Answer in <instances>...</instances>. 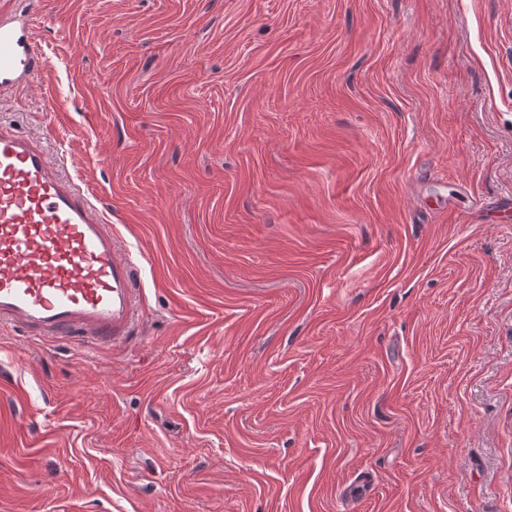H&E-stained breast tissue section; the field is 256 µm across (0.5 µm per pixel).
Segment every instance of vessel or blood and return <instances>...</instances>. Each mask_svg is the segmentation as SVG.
<instances>
[{"label":"vessel or blood","mask_w":512,"mask_h":512,"mask_svg":"<svg viewBox=\"0 0 512 512\" xmlns=\"http://www.w3.org/2000/svg\"><path fill=\"white\" fill-rule=\"evenodd\" d=\"M40 60L25 20L0 10V91L30 81ZM136 266L89 196L46 144L0 122V326L91 349L132 336Z\"/></svg>","instance_id":"vessel-or-blood-1"}]
</instances>
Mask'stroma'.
Segmentation results:
<instances>
[{
	"instance_id": "1",
	"label": "stroma",
	"mask_w": 512,
	"mask_h": 512,
	"mask_svg": "<svg viewBox=\"0 0 512 512\" xmlns=\"http://www.w3.org/2000/svg\"><path fill=\"white\" fill-rule=\"evenodd\" d=\"M16 9L143 307L0 327V512H512V0Z\"/></svg>"
}]
</instances>
